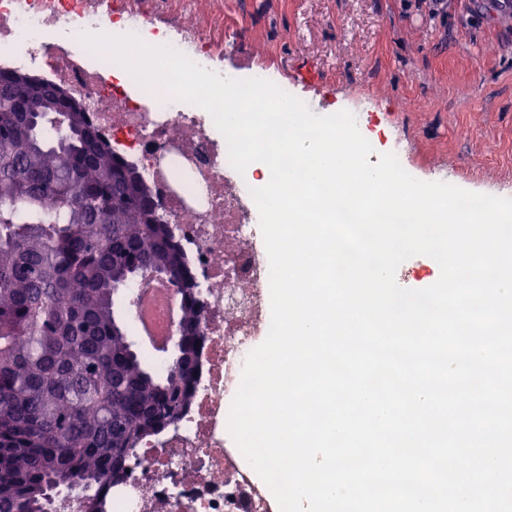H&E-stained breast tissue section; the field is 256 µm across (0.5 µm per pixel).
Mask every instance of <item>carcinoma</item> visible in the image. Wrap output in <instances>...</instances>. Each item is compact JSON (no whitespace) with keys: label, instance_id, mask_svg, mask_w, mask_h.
I'll return each instance as SVG.
<instances>
[{"label":"carcinoma","instance_id":"cac0c4a2","mask_svg":"<svg viewBox=\"0 0 512 512\" xmlns=\"http://www.w3.org/2000/svg\"><path fill=\"white\" fill-rule=\"evenodd\" d=\"M0 512L115 484L191 404L201 369L192 267L134 164L85 112L0 73ZM165 273L185 316L156 375L115 311L126 283Z\"/></svg>","mask_w":512,"mask_h":512}]
</instances>
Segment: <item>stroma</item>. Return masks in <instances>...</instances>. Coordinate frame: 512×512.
I'll return each instance as SVG.
<instances>
[{
    "label": "stroma",
    "mask_w": 512,
    "mask_h": 512,
    "mask_svg": "<svg viewBox=\"0 0 512 512\" xmlns=\"http://www.w3.org/2000/svg\"><path fill=\"white\" fill-rule=\"evenodd\" d=\"M224 63L362 111L425 182L512 199V18L498 0H224Z\"/></svg>",
    "instance_id": "35a3bbf8"
}]
</instances>
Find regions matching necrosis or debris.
<instances>
[{"label": "necrosis or debris", "instance_id": "obj_1", "mask_svg": "<svg viewBox=\"0 0 512 512\" xmlns=\"http://www.w3.org/2000/svg\"><path fill=\"white\" fill-rule=\"evenodd\" d=\"M0 0V67L41 66L88 107L132 162L195 271L202 372L188 411L144 441L124 480L104 489L105 512H279L227 430L243 362L265 332L268 260L259 212L231 181L228 145L199 108L132 84L88 38L111 31L178 51L215 73L224 48L212 27L224 0Z\"/></svg>", "mask_w": 512, "mask_h": 512}]
</instances>
